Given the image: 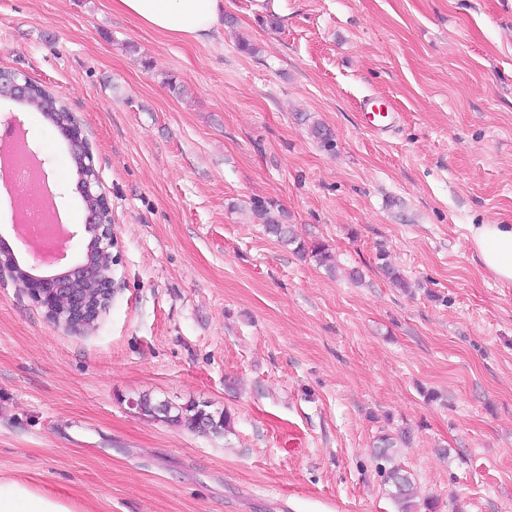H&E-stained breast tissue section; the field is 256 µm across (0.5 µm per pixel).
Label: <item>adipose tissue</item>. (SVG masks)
I'll use <instances>...</instances> for the list:
<instances>
[{"label":"adipose tissue","instance_id":"obj_1","mask_svg":"<svg viewBox=\"0 0 512 512\" xmlns=\"http://www.w3.org/2000/svg\"><path fill=\"white\" fill-rule=\"evenodd\" d=\"M114 11L176 40H206L221 25L224 0H111ZM469 242L500 281L512 282V224H472ZM0 512H74L54 489L0 476Z\"/></svg>","mask_w":512,"mask_h":512}]
</instances>
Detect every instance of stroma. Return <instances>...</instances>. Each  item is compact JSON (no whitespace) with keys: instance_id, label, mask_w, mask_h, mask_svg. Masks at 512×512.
I'll use <instances>...</instances> for the list:
<instances>
[{"instance_id":"35a3bbf8","label":"stroma","mask_w":512,"mask_h":512,"mask_svg":"<svg viewBox=\"0 0 512 512\" xmlns=\"http://www.w3.org/2000/svg\"><path fill=\"white\" fill-rule=\"evenodd\" d=\"M256 2L224 0L233 25L199 43L110 0H0V68L76 116L114 228L90 330L0 276V476L86 512H397L374 448L405 431L395 462L434 512H512V283L467 241L512 224V0ZM367 97L392 131L363 128ZM8 112L83 223L65 141ZM256 198L336 274L253 223ZM146 393L232 429L148 416ZM195 402H191L185 405H178L173 407L175 413L164 418L173 424L183 425L187 428L203 433L220 434L229 431L232 426V416L228 410L224 409L220 412H208L211 416L207 422L201 420V411Z\"/></svg>"}]
</instances>
